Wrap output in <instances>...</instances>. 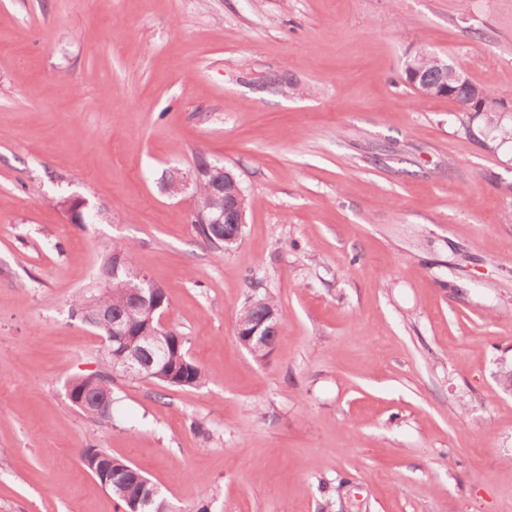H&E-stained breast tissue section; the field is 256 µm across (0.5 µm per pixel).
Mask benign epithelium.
I'll return each instance as SVG.
<instances>
[{"label": "benign epithelium", "mask_w": 512, "mask_h": 512, "mask_svg": "<svg viewBox=\"0 0 512 512\" xmlns=\"http://www.w3.org/2000/svg\"><path fill=\"white\" fill-rule=\"evenodd\" d=\"M203 183L209 188L213 204L208 213L200 215L199 223L222 224L224 240H239L243 227L247 224V214L243 208L245 191L223 163H211L189 174L174 169L168 190L169 193L177 195L189 189L195 191ZM132 277L134 282L131 283L130 304L122 316L115 317L112 310L99 307L86 319L92 326L106 330V342L112 344V374L119 376L151 373L156 361L166 355L171 342L162 312L158 315L157 326L151 328L152 342L147 345L134 342V339L141 335L137 315L146 299L144 286L152 287L154 283L145 273L136 269L132 270ZM280 328L281 324L275 312H256L252 307L246 306L235 324V337L242 344L249 345L255 342L272 351L280 338ZM76 404L81 408L92 404L103 414L112 411L109 396H100L88 391L80 393Z\"/></svg>", "instance_id": "benign-epithelium-1"}]
</instances>
